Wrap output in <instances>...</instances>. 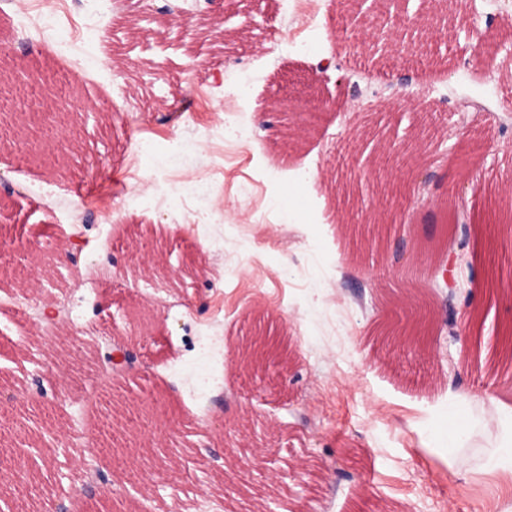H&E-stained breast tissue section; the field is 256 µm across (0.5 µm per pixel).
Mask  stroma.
<instances>
[{"label": "stroma", "instance_id": "obj_1", "mask_svg": "<svg viewBox=\"0 0 512 512\" xmlns=\"http://www.w3.org/2000/svg\"><path fill=\"white\" fill-rule=\"evenodd\" d=\"M463 2L466 27L403 33L383 60L338 0H0V64L45 77L0 95V459L32 469L24 496L0 482V512H96L97 465L111 512H512V471L489 465L512 405V236L491 220L512 183V0ZM172 4L190 31L164 25ZM313 87L339 106L286 140L272 101ZM30 274L60 310L48 337L15 301ZM410 298L426 345L376 342ZM259 317L290 360L249 375L234 347ZM107 330L137 370L94 405ZM39 382L35 413L18 396Z\"/></svg>", "mask_w": 512, "mask_h": 512}]
</instances>
